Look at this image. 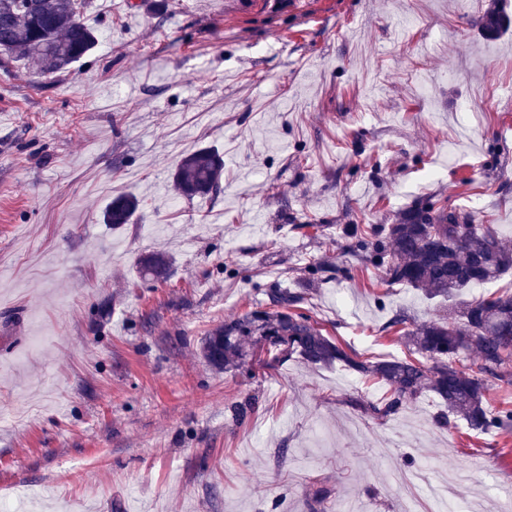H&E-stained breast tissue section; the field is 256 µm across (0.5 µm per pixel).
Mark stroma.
I'll list each match as a JSON object with an SVG mask.
<instances>
[{
    "label": "stroma",
    "instance_id": "stroma-1",
    "mask_svg": "<svg viewBox=\"0 0 512 512\" xmlns=\"http://www.w3.org/2000/svg\"><path fill=\"white\" fill-rule=\"evenodd\" d=\"M512 0H89L97 45L56 79L0 69V491L35 512H432L390 471L445 467L452 501L504 512L512 434L439 429L428 396L290 359L218 373L202 336L309 289L325 335L400 357L385 325L443 306L348 254L351 224L434 200L512 242ZM224 159L180 198L178 161ZM136 195L133 223L103 211ZM171 258L167 281L141 256ZM351 278L337 276L339 267ZM255 399L254 412L234 409ZM224 178V160L211 149H200L184 156L177 165L173 186L182 197L192 200L197 196L217 192ZM171 260L163 253H149L139 260L141 277L151 280H165L170 271Z\"/></svg>",
    "mask_w": 512,
    "mask_h": 512
}]
</instances>
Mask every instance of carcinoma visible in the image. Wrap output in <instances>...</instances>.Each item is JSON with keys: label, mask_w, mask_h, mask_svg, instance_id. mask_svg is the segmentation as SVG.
<instances>
[{"label": "carcinoma", "mask_w": 512, "mask_h": 512, "mask_svg": "<svg viewBox=\"0 0 512 512\" xmlns=\"http://www.w3.org/2000/svg\"><path fill=\"white\" fill-rule=\"evenodd\" d=\"M83 4L75 0H0V54L3 65L12 55L39 64V73L54 78L88 56L97 45L91 28L80 18ZM512 26V19L493 11L482 29L495 39ZM224 160L211 149L184 156L177 165L173 186L192 200L219 190ZM140 200L118 195L107 207V224H129ZM365 265L383 269L391 284L424 292L428 299H449L465 288L512 274V248L492 224H476L470 217L427 204L407 210L395 224H359L349 244ZM171 260L149 253L139 260L141 277L165 280ZM305 291L272 288L269 306L252 310L215 328L204 338L203 356L216 370L251 369L262 363L296 358L311 366L341 363L364 379L381 383L386 391L362 403L364 411L387 419L428 393L444 410L433 416L440 428L462 420L477 433L512 430V403L494 408L486 391L492 382L512 384V292L463 302L448 315L416 322L404 310L388 322L409 348L404 357L362 359L323 334L311 316L299 311Z\"/></svg>", "instance_id": "carcinoma-1"}]
</instances>
